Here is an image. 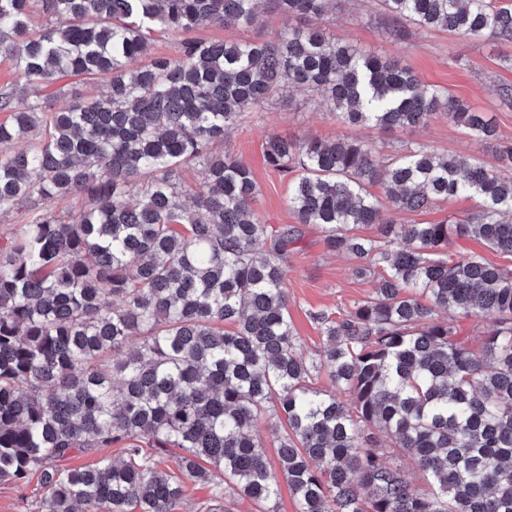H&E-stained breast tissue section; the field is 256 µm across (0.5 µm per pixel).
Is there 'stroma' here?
I'll return each mask as SVG.
<instances>
[{
  "mask_svg": "<svg viewBox=\"0 0 512 512\" xmlns=\"http://www.w3.org/2000/svg\"><path fill=\"white\" fill-rule=\"evenodd\" d=\"M284 24L283 16L266 10L253 27L227 29L212 25L196 30L194 36L204 40H253L269 37ZM327 28L338 39L406 63L421 82L486 113L497 128L499 144H512V104L496 95L498 88L512 85V64L505 60L512 52L511 46L488 37L460 42L442 30L396 39L374 0H336ZM270 132L289 138L332 139L345 135L370 142L383 153L419 142L439 154L475 157L491 165L496 162L491 147L474 141L445 119L393 131L343 126L328 114L321 97L292 91L246 119L223 146L224 152L251 169L260 189L257 210L264 222L277 227L294 224L295 219L285 204L287 179L269 167L264 158V137ZM300 232L287 262L288 310L300 344L305 350L317 352L323 349L324 338L312 319L313 313L352 309L355 302L372 295L374 288L370 280L354 275L355 259L327 249L318 226L307 224L300 227Z\"/></svg>",
  "mask_w": 512,
  "mask_h": 512,
  "instance_id": "1",
  "label": "stroma"
}]
</instances>
